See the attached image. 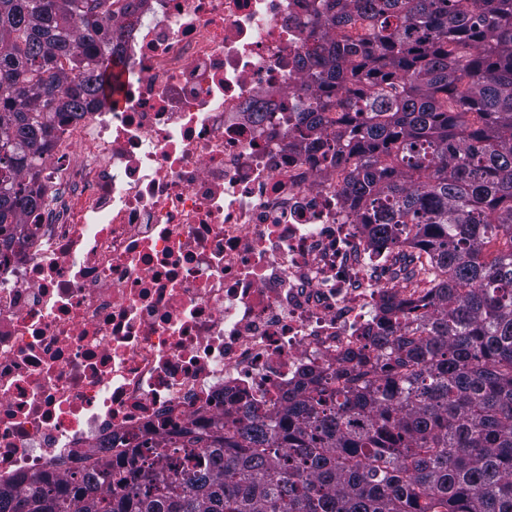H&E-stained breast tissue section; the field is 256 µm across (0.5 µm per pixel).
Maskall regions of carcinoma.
I'll use <instances>...</instances> for the list:
<instances>
[{"label": "carcinoma", "instance_id": "obj_1", "mask_svg": "<svg viewBox=\"0 0 512 512\" xmlns=\"http://www.w3.org/2000/svg\"><path fill=\"white\" fill-rule=\"evenodd\" d=\"M0 0V238L40 195L55 122L102 99L112 37L107 0ZM303 66L332 117L334 161L353 158L342 193L370 234L410 244L404 268L429 286L424 312L398 302L378 324L379 372L321 376L288 394L281 418H218L169 442L146 441L123 472L91 466L24 495L0 487V512H512V0H325ZM78 72L60 80L61 61ZM501 244L489 261L483 250Z\"/></svg>", "mask_w": 512, "mask_h": 512}]
</instances>
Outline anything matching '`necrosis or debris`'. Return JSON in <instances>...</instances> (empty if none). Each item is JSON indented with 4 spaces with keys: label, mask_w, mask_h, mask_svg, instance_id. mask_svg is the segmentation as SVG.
<instances>
[{
    "label": "necrosis or debris",
    "mask_w": 512,
    "mask_h": 512,
    "mask_svg": "<svg viewBox=\"0 0 512 512\" xmlns=\"http://www.w3.org/2000/svg\"><path fill=\"white\" fill-rule=\"evenodd\" d=\"M322 0H148L101 24L124 105L56 124L0 247V484L25 492L223 414L279 418L305 370L424 291L298 126ZM267 112L254 122L252 106Z\"/></svg>",
    "instance_id": "1"
}]
</instances>
